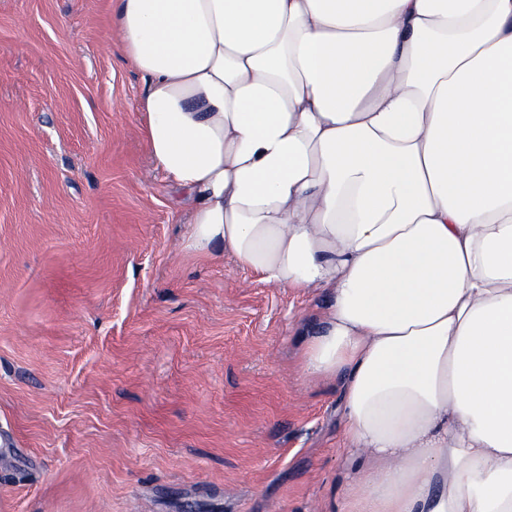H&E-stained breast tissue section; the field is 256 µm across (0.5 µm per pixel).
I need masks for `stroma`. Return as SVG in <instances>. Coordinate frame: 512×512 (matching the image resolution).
I'll list each match as a JSON object with an SVG mask.
<instances>
[{
  "label": "stroma",
  "instance_id": "stroma-1",
  "mask_svg": "<svg viewBox=\"0 0 512 512\" xmlns=\"http://www.w3.org/2000/svg\"><path fill=\"white\" fill-rule=\"evenodd\" d=\"M115 0H0V512H337L326 298L181 253Z\"/></svg>",
  "mask_w": 512,
  "mask_h": 512
}]
</instances>
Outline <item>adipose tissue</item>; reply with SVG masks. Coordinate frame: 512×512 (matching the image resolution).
<instances>
[{
  "label": "adipose tissue",
  "instance_id": "ef3b65f1",
  "mask_svg": "<svg viewBox=\"0 0 512 512\" xmlns=\"http://www.w3.org/2000/svg\"><path fill=\"white\" fill-rule=\"evenodd\" d=\"M182 252L321 291L339 512H512V0H117Z\"/></svg>",
  "mask_w": 512,
  "mask_h": 512
}]
</instances>
